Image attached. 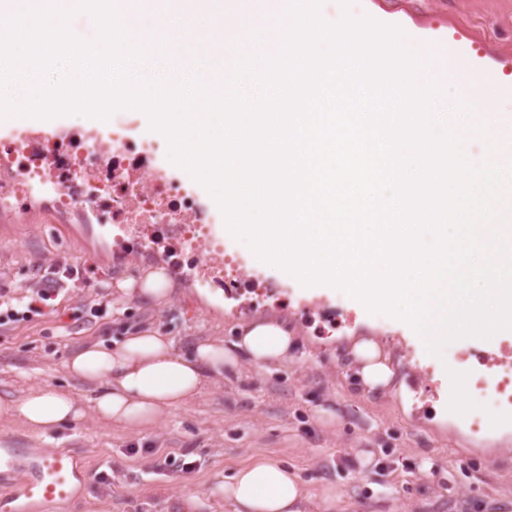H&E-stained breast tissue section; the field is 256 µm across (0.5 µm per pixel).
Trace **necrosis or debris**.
<instances>
[{"instance_id": "1", "label": "necrosis or debris", "mask_w": 512, "mask_h": 512, "mask_svg": "<svg viewBox=\"0 0 512 512\" xmlns=\"http://www.w3.org/2000/svg\"><path fill=\"white\" fill-rule=\"evenodd\" d=\"M161 145L138 140L130 127L115 124L100 140L72 134L54 143L38 140L0 141V192L9 197L14 216L34 217L48 211L77 216L82 224H144L162 215L176 232L153 237L154 250L194 266L208 218L199 196L182 179L155 170ZM48 181L57 191L44 199L33 196L36 183ZM209 275L224 295L260 302L266 284L246 279L235 259L225 258Z\"/></svg>"}]
</instances>
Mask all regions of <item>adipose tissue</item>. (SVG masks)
<instances>
[{
    "mask_svg": "<svg viewBox=\"0 0 512 512\" xmlns=\"http://www.w3.org/2000/svg\"><path fill=\"white\" fill-rule=\"evenodd\" d=\"M124 297L153 307L168 304L171 279L153 267L120 283ZM231 344L212 337L197 342L192 355L177 351L173 340L149 328L134 332L117 346L93 344L73 353L67 374L92 383L87 396L78 397L50 385L28 388L20 397L0 398V422H18L35 433L93 419L137 433L158 426L173 411L189 406L205 387L245 365L258 370L303 361L294 331L270 318L242 324ZM349 357L364 387L389 391L393 370L379 343H353ZM221 499L231 512H301L305 496L298 476L279 463L259 461L241 466L229 481L214 485L208 494H188L184 512H204L208 499Z\"/></svg>",
    "mask_w": 512,
    "mask_h": 512,
    "instance_id": "1",
    "label": "adipose tissue"
}]
</instances>
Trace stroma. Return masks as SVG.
Masks as SVG:
<instances>
[{"mask_svg":"<svg viewBox=\"0 0 512 512\" xmlns=\"http://www.w3.org/2000/svg\"><path fill=\"white\" fill-rule=\"evenodd\" d=\"M326 22L343 13L374 10L421 27L436 17L458 20L481 35L490 49L512 54V0H322ZM64 261L83 270L85 282L67 296L44 301L30 323L0 327V396H20L50 383L85 395L88 384L63 369L70 353L92 343L121 342L153 328L170 336L182 354L209 336L236 338L241 321L228 317L223 289L195 287L188 269L170 268L174 292L168 305L138 301L105 306L91 314L92 283L116 284L158 266L151 252L116 247L111 238L89 245L66 222L41 219L24 230L0 216V266L9 271L0 287L19 294L35 286L46 268ZM329 299L356 309L357 327L319 335L301 312L274 301L249 311L294 330L313 354L271 370L242 368L179 409L153 432L140 435L83 420L51 430L48 439L18 424L0 423V441L50 452L69 449L87 475L73 501L55 512H183L186 491L207 493L236 470L275 461L300 477L305 512H324L322 492L336 490L335 512H371L385 502L393 512H512V432L498 433L490 451L464 437L469 421L447 409V373H426L410 350L414 334L404 320L372 313L341 290ZM374 337L393 357L405 394L362 391L349 373L345 352L352 341ZM459 430H451V422ZM494 468H484L486 457Z\"/></svg>","mask_w":512,"mask_h":512,"instance_id":"1","label":"stroma"}]
</instances>
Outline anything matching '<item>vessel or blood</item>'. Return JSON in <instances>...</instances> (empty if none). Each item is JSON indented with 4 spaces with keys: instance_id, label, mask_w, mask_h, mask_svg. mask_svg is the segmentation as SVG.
Instances as JSON below:
<instances>
[{
    "instance_id": "b4317fda",
    "label": "vessel or blood",
    "mask_w": 512,
    "mask_h": 512,
    "mask_svg": "<svg viewBox=\"0 0 512 512\" xmlns=\"http://www.w3.org/2000/svg\"><path fill=\"white\" fill-rule=\"evenodd\" d=\"M428 48L440 56L438 82L453 85L458 94L481 92L512 97V57L492 53L481 36L455 21L435 19L426 32ZM71 131L59 117L10 116L0 119V139L68 138ZM467 349L477 364L491 370L512 366V331L491 339H469ZM84 475L72 453L60 448L45 454L36 448H0V512H49L68 502Z\"/></svg>"
}]
</instances>
